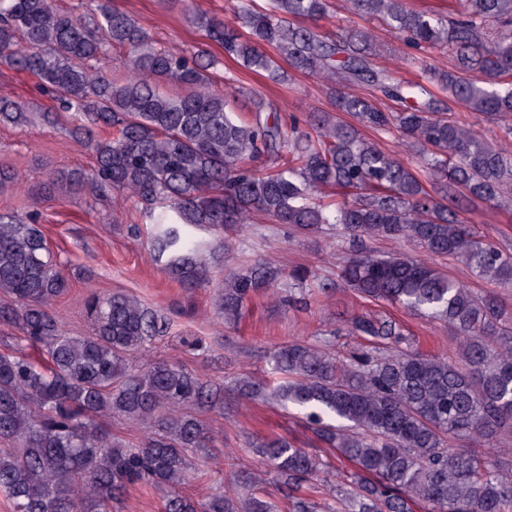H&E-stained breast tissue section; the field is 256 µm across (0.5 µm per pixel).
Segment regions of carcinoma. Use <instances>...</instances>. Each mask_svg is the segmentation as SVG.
<instances>
[{
    "label": "carcinoma",
    "mask_w": 512,
    "mask_h": 512,
    "mask_svg": "<svg viewBox=\"0 0 512 512\" xmlns=\"http://www.w3.org/2000/svg\"><path fill=\"white\" fill-rule=\"evenodd\" d=\"M183 2L191 24L237 67L280 84L281 59L332 84L334 112L284 121L261 96L248 118L212 88L205 49H162L106 4L84 23L52 0H0V60L37 77L57 111L74 113L73 133L95 157L90 170L62 171L43 191L128 194L153 224L154 261L186 288L210 283L203 252L229 249L223 239L199 242L194 228L239 232L259 214L297 234L336 227L351 246L345 283L364 299L448 324L460 339L458 359L391 346L344 362L327 345L295 340L269 354L275 385L240 378L237 394L293 406L355 464L345 512H413L417 504L425 512H512V467L489 448L512 427V313L424 259L367 246L414 243L479 280L512 286V254L478 238L463 217L464 203L476 200L512 210V125L490 143L456 115L512 114V0H448L446 15L408 0H353L357 15L414 50L407 59L425 74L418 80L377 67L376 36L366 28L327 35L306 26L328 15L329 0H272L266 12L237 0L231 22ZM115 46L127 58L111 78L95 61ZM430 50L448 53V66H428ZM385 101L394 108L381 109ZM22 117L21 103L0 101V124ZM101 126L113 137L95 138ZM394 131L418 168L372 139ZM262 157L273 166L255 168ZM308 280L304 268L286 273L257 261L225 277L212 305L234 324L254 294ZM67 288L38 214L24 223L1 213L0 292L10 301L0 303V324L16 336L0 353V441L11 444L0 448V493L12 512H107L141 485L166 489L165 512H278L251 492L262 482L254 473L231 474L243 490L235 498L181 492L211 447L202 416L222 408L224 386L178 362L142 359L170 320L134 295H92V335L68 334L54 309ZM351 332L400 336L395 323L370 316L354 318ZM112 418L142 422L150 433L137 445L115 440L100 424ZM253 447L264 472L288 490L289 512H318L297 491L322 472L320 459L286 437Z\"/></svg>",
    "instance_id": "obj_1"
}]
</instances>
